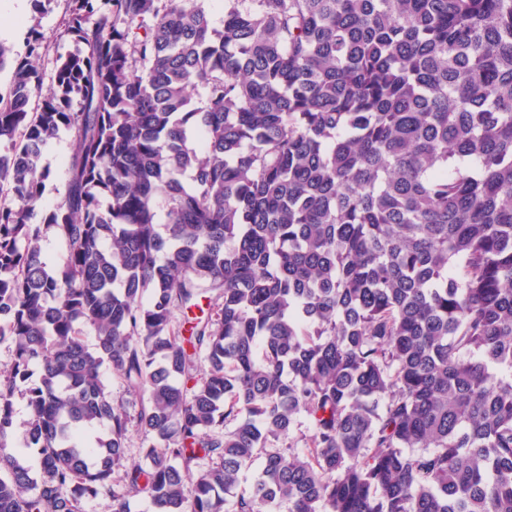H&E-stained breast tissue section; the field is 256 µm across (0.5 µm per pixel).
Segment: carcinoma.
<instances>
[{"label":"carcinoma","mask_w":512,"mask_h":512,"mask_svg":"<svg viewBox=\"0 0 512 512\" xmlns=\"http://www.w3.org/2000/svg\"><path fill=\"white\" fill-rule=\"evenodd\" d=\"M64 34L47 90L0 42V512H512V0H68ZM70 152V137L67 132H60L46 146L43 164L49 171L46 190L42 199L44 209L52 207L59 199L67 179L66 161ZM14 426L13 433L10 438V444L14 447H20L23 445L28 434V421L29 412L26 407V401L21 395V391L16 392L14 398Z\"/></svg>","instance_id":"carcinoma-1"}]
</instances>
